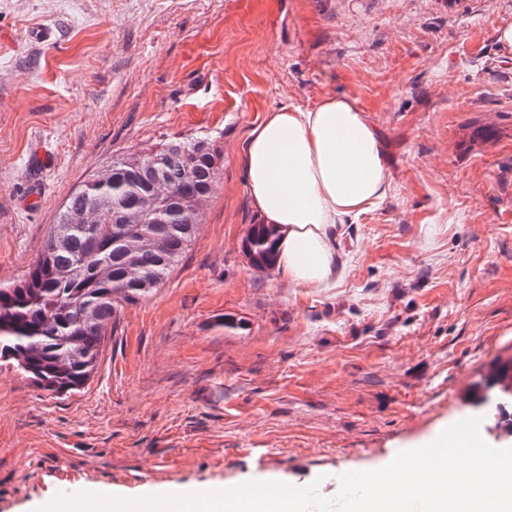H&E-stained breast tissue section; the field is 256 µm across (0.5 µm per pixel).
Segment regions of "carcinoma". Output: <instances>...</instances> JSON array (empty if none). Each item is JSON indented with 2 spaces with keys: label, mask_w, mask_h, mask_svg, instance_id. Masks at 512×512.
Masks as SVG:
<instances>
[{
  "label": "carcinoma",
  "mask_w": 512,
  "mask_h": 512,
  "mask_svg": "<svg viewBox=\"0 0 512 512\" xmlns=\"http://www.w3.org/2000/svg\"><path fill=\"white\" fill-rule=\"evenodd\" d=\"M196 141H170L145 156L161 158L163 212L146 219L134 239L114 219V204L132 202L153 183L131 172L127 157L112 162V180L71 193L38 258L16 283L0 286V358L14 359L48 391L80 388L94 371L118 307L160 287L181 262L201 222L195 201L214 189L220 156ZM83 215L87 222L71 224ZM270 224H255L245 241L259 269L273 268ZM490 381L512 396V365H495Z\"/></svg>",
  "instance_id": "1"
}]
</instances>
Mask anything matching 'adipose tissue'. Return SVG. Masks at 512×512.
Returning a JSON list of instances; mask_svg holds the SVG:
<instances>
[{
  "mask_svg": "<svg viewBox=\"0 0 512 512\" xmlns=\"http://www.w3.org/2000/svg\"><path fill=\"white\" fill-rule=\"evenodd\" d=\"M251 202L273 225L275 268L300 288L336 280L335 227L388 194L384 154L366 114L348 97L272 109L243 148Z\"/></svg>",
  "mask_w": 512,
  "mask_h": 512,
  "instance_id": "ef3b65f1",
  "label": "adipose tissue"
}]
</instances>
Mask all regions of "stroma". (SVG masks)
Returning a JSON list of instances; mask_svg holds the SVG:
<instances>
[{"label": "stroma", "mask_w": 512, "mask_h": 512, "mask_svg": "<svg viewBox=\"0 0 512 512\" xmlns=\"http://www.w3.org/2000/svg\"><path fill=\"white\" fill-rule=\"evenodd\" d=\"M510 25L512 0H0V285L114 159L222 156L195 240L80 389L0 361V512L249 480L333 498L474 416L512 447L467 397L512 358ZM331 94L366 113L390 191L337 225L335 283L295 288L245 253L242 150Z\"/></svg>", "instance_id": "obj_1"}]
</instances>
